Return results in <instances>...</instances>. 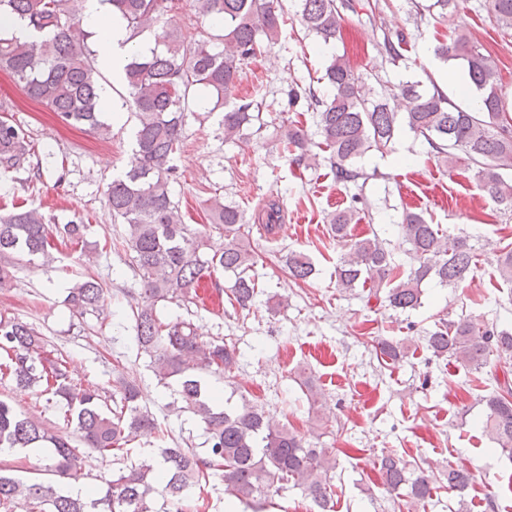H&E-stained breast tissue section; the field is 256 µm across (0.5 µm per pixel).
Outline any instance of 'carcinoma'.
Wrapping results in <instances>:
<instances>
[{
  "label": "carcinoma",
  "mask_w": 512,
  "mask_h": 512,
  "mask_svg": "<svg viewBox=\"0 0 512 512\" xmlns=\"http://www.w3.org/2000/svg\"><path fill=\"white\" fill-rule=\"evenodd\" d=\"M80 0H0V15L12 14L27 23L34 39L20 42L0 37V72L8 74L25 95L54 112L66 125H82L104 136L110 125L101 120L99 72L87 37L73 28ZM112 15L126 24L134 41L168 16L184 8V0H104ZM197 13L223 22V33L188 41L174 28L155 39L148 54L127 56L124 84L128 106L136 120L135 151L138 165L112 179L105 195L112 215L124 225L121 246L140 280L145 304L131 308L138 351L164 385L174 382L172 395L178 409L192 413L204 425L206 448L197 452L175 446L150 452L92 489L86 499L58 492L39 481L23 482L0 468V509L14 512L25 501L26 512H162L158 500L176 504L175 512H198L190 495L217 472L224 492L248 503L268 498L292 486L317 506L330 512L333 503L335 449L313 447L273 416L247 399L226 408L216 402L204 375H221L236 364L237 348L225 339H205L184 320L163 321L160 302L193 303L202 279L222 271L233 280L231 305L250 310L258 294L251 275L253 251L242 244L246 214L238 205L208 200L211 225L224 233V248L212 249L207 230H191L180 218L169 184L176 173L173 161L183 140L189 100L202 87L224 106V138L244 139L259 118L262 102L254 97L232 98L239 73L277 41L287 21L281 0H195ZM294 16L309 33L328 45L343 32V9L337 0H292ZM460 0H434L442 22L453 20ZM491 10L503 35L512 36V0H491ZM405 39H385L383 50L392 64L402 60ZM436 56L457 61L477 93L478 110L453 104L437 87H423L407 79L390 98L365 96L364 82L345 56L334 58L324 79L329 87L322 98L314 90L288 91V107L304 105L315 114L320 145L328 153L331 170L345 185H358L367 174L357 164L370 152H387L405 127L423 139L431 153L454 166L474 171V178L501 211L512 212V117L502 95L497 63L460 25L440 43ZM307 131L294 119L278 138V148L299 166L318 165L306 149ZM33 149L31 137L19 124L0 117V169L7 173L24 166ZM354 206L328 214L336 239L348 243L336 267V286L347 292L359 283L386 289V302L405 311L421 305V284L434 280L454 286L472 272L477 247L471 237L444 233L418 212L405 213L399 233L408 245L412 264L408 272L395 264L386 240L377 233L355 238L350 225L368 209L361 194L351 195ZM361 207H356V204ZM259 229L274 233L281 221L275 202L266 205ZM85 217L53 224L37 209L0 216V257L16 261L48 259L54 241L86 245ZM288 276L305 282L315 272L311 258L290 250L280 256ZM103 288L93 278L77 283L65 302L79 318L99 307ZM427 349L470 371H480L491 356L512 358V330L488 328L465 316L442 319L426 335ZM0 376L21 389L46 396V403L63 412L66 426L45 428L0 399V448H48V471L79 480V463L86 451L102 456L125 450L136 434H160L152 414L140 405V391L122 374L114 380L112 404L97 387L78 386L62 352L47 349L37 328L16 318L0 316ZM487 411L481 427L501 451L512 455V383L504 379L497 390L483 397ZM383 485L395 498L405 497L418 507L430 497L432 480L407 467L393 451L382 452L378 462ZM474 479L463 466L448 467L445 488L464 500Z\"/></svg>",
  "instance_id": "1"
}]
</instances>
